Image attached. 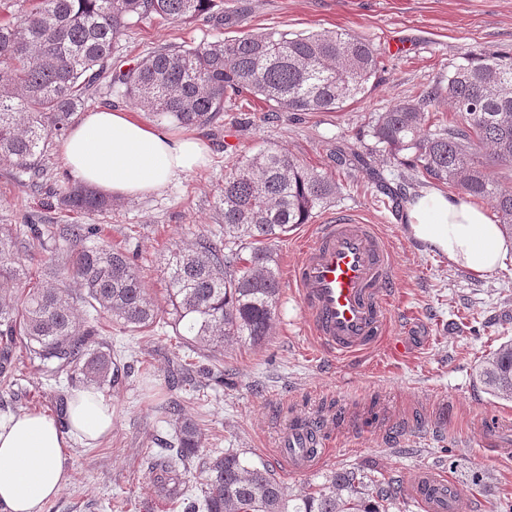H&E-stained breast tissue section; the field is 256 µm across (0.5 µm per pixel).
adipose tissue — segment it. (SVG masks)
<instances>
[{
  "instance_id": "ef3b65f1",
  "label": "adipose tissue",
  "mask_w": 512,
  "mask_h": 512,
  "mask_svg": "<svg viewBox=\"0 0 512 512\" xmlns=\"http://www.w3.org/2000/svg\"><path fill=\"white\" fill-rule=\"evenodd\" d=\"M210 149L198 135L149 125L132 113H86L61 143L70 175L115 197L137 198L164 189L175 177L204 167ZM413 236L456 266L489 274L512 255V238L477 204L431 192L405 206ZM112 403L100 391L71 389L68 428L37 411L0 418V512H41L67 482L70 440L92 442L112 430Z\"/></svg>"
}]
</instances>
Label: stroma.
I'll list each match as a JSON object with an SVG mask.
<instances>
[{"mask_svg":"<svg viewBox=\"0 0 512 512\" xmlns=\"http://www.w3.org/2000/svg\"><path fill=\"white\" fill-rule=\"evenodd\" d=\"M234 24L216 28L196 21L144 20L121 37L115 50L132 67L160 47L199 44L245 32L309 33L341 30L369 40L383 63L366 95L333 112H283L269 118L263 103L249 111L226 106L221 122L198 128L210 146L209 164L173 180L160 192L113 198L111 208L73 214L51 207L47 188L68 181L59 145L46 153L38 185L0 167V224H22L38 214L46 224H95L101 241L137 257L148 292L165 298L164 261L170 250L197 235L219 232L224 170L260 148L275 146L307 166L334 174L341 192L318 212L314 224L348 213L375 225L394 263L389 293V332L371 348L343 359L325 351L306 326L305 312L289 273L314 240V224L299 225L272 245L283 280L272 334L259 347L224 346L230 386L195 377L171 388L167 379L189 351L171 327L135 334L105 328L113 349L134 370L122 383L103 388L114 418L109 436L88 444L72 441L66 452L69 479L43 512H170L151 501L146 457L171 438L173 417L160 406L178 400L183 416L201 424L205 448L244 452L265 465L297 494L348 468L368 480H395L402 494L389 512H418L411 499L417 472L433 467L452 481L471 512H512V460L484 448L476 425L486 410L512 412V401L492 396L475 376L479 360L512 339V258L504 269L476 274L414 238L401 213L378 190V179L396 178L399 167L373 158L374 174L337 170L336 150L373 146L368 131L396 102L417 97L438 82L467 49L512 47V0H216ZM24 362L0 376V416L36 410L57 416L58 391ZM334 419L329 455L311 470L289 473L276 448L290 418Z\"/></svg>","mask_w":512,"mask_h":512,"instance_id":"1","label":"stroma"}]
</instances>
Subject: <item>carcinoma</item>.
Segmentation results:
<instances>
[{
  "mask_svg": "<svg viewBox=\"0 0 512 512\" xmlns=\"http://www.w3.org/2000/svg\"><path fill=\"white\" fill-rule=\"evenodd\" d=\"M215 0H31L0 21V166L37 181L54 138L69 130L74 112L100 78L111 74L120 96L160 121L182 128L211 126L226 100L242 94L265 102L270 112H334L365 94L379 71L378 55L365 39L338 30L289 35L248 32L196 46L154 50L124 70L112 62L120 38L153 16L173 23L212 20ZM454 112L448 124L431 121L428 106L442 94ZM375 147L406 167L380 190L393 207L412 199L423 176L488 201L503 232L512 234V189L491 173L512 168V49L467 51L448 71V83L401 100L371 127ZM373 150L336 155V166L365 169ZM338 184L296 157L269 146L227 166L219 208L221 235H201L189 248L170 251L164 265L166 300L145 288L131 257L110 245L86 246L90 224H69L68 266L48 258L31 272L22 254L50 249L40 225H0V375L17 353L53 379L103 388L128 377L112 347L96 340L98 315L131 332L171 324L199 357L198 371L229 341L259 345L271 333L280 294V273L270 246L336 198ZM69 212L89 214L109 197L79 182L55 191ZM249 250L242 257L241 247ZM80 283L88 320L75 321L65 272ZM23 289L17 296L15 289ZM476 378L493 396L512 401V342H504L476 367ZM177 416L172 439L148 456L150 490L180 512H386L399 487L381 483L365 490L364 476L345 469L327 482L289 496L266 467L249 465L234 450L203 456L197 423L179 417L178 404L162 407ZM203 462L201 496L188 494L187 476Z\"/></svg>",
  "mask_w": 512,
  "mask_h": 512,
  "instance_id": "carcinoma-1",
  "label": "carcinoma"
}]
</instances>
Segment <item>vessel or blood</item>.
<instances>
[{
	"mask_svg": "<svg viewBox=\"0 0 512 512\" xmlns=\"http://www.w3.org/2000/svg\"><path fill=\"white\" fill-rule=\"evenodd\" d=\"M290 279L300 292L310 333L337 356L370 348L385 333L386 292L393 281L391 254L374 225L339 218L318 225L317 241L293 268ZM512 421L488 413L481 419L485 440L497 455H512L501 444V432ZM327 424L290 420L278 455L294 472L309 470L326 453ZM412 496L422 512H466L452 494L450 483L437 470L422 469Z\"/></svg>",
	"mask_w": 512,
	"mask_h": 512,
	"instance_id": "b4317fda",
	"label": "vessel or blood"
}]
</instances>
